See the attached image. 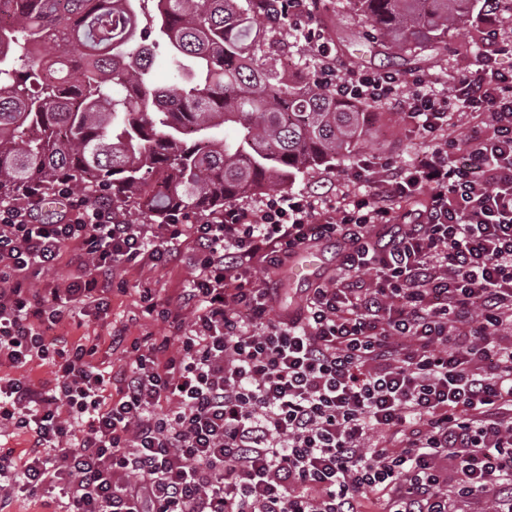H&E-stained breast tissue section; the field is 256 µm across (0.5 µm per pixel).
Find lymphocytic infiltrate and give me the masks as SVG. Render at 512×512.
Instances as JSON below:
<instances>
[{"label":"lymphocytic infiltrate","instance_id":"obj_1","mask_svg":"<svg viewBox=\"0 0 512 512\" xmlns=\"http://www.w3.org/2000/svg\"><path fill=\"white\" fill-rule=\"evenodd\" d=\"M486 11L475 70L444 94L410 76L323 54L337 97L404 112L430 140L406 167L382 163L370 191L332 203L280 191L199 224L128 223L110 198L62 188L60 219L37 192L0 203V367L54 368V385L0 376V512L15 494L58 496L64 512H512V70ZM470 112L467 134L453 106ZM420 199L402 221L400 202ZM338 243L336 279L275 312L276 273L300 248ZM194 275L145 315L168 334L73 338V309L106 315L120 270ZM66 265L62 284L41 270ZM372 281H365L366 271ZM128 344L119 374L101 344ZM133 358V354L126 352L124 347L109 350L107 346H102L97 354V360L100 364V368L106 371L112 369V373H115L121 369L126 363L130 362Z\"/></svg>","mask_w":512,"mask_h":512}]
</instances>
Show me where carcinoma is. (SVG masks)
Listing matches in <instances>:
<instances>
[{
  "label": "carcinoma",
  "instance_id": "obj_1",
  "mask_svg": "<svg viewBox=\"0 0 512 512\" xmlns=\"http://www.w3.org/2000/svg\"><path fill=\"white\" fill-rule=\"evenodd\" d=\"M256 2L0 0V203L66 183L156 218L213 216L350 152L368 113L266 59ZM474 2L348 0L391 52L438 44ZM161 46L176 95L151 81Z\"/></svg>",
  "mask_w": 512,
  "mask_h": 512
}]
</instances>
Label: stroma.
<instances>
[{"instance_id":"1","label":"stroma","mask_w":512,"mask_h":512,"mask_svg":"<svg viewBox=\"0 0 512 512\" xmlns=\"http://www.w3.org/2000/svg\"><path fill=\"white\" fill-rule=\"evenodd\" d=\"M316 38H308V30ZM485 29L483 9L477 8L465 23L449 30L438 48L417 54L396 52L394 57L372 55L365 43L368 31L363 16L351 10L347 0H312L308 17L300 21L284 20L269 33L271 46H287V68L302 76L319 66V44H327L346 67L364 71H382L398 79L421 76L428 87H447L458 74L473 70ZM370 132L350 154L299 174L289 186L291 192H319L324 182L337 171L365 168L377 170L384 160L400 166L411 165L427 146L426 139L408 122L406 116L386 107L372 108ZM189 266L169 268L144 267L136 271L118 272L112 287L110 309L106 319L76 316L68 332L73 336H104L108 331H125L130 337L165 334L161 321L143 313V291L151 289L155 298L171 295L174 288L190 279Z\"/></svg>"}]
</instances>
